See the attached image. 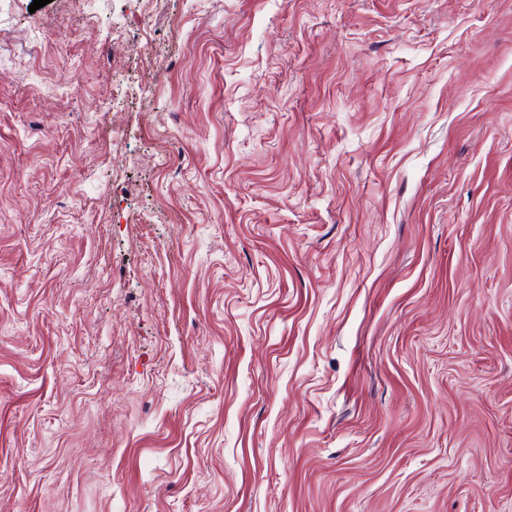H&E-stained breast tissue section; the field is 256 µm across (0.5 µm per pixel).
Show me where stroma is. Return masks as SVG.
<instances>
[{
    "label": "stroma",
    "instance_id": "35a3bbf8",
    "mask_svg": "<svg viewBox=\"0 0 512 512\" xmlns=\"http://www.w3.org/2000/svg\"><path fill=\"white\" fill-rule=\"evenodd\" d=\"M0 0V512H512V0Z\"/></svg>",
    "mask_w": 512,
    "mask_h": 512
}]
</instances>
